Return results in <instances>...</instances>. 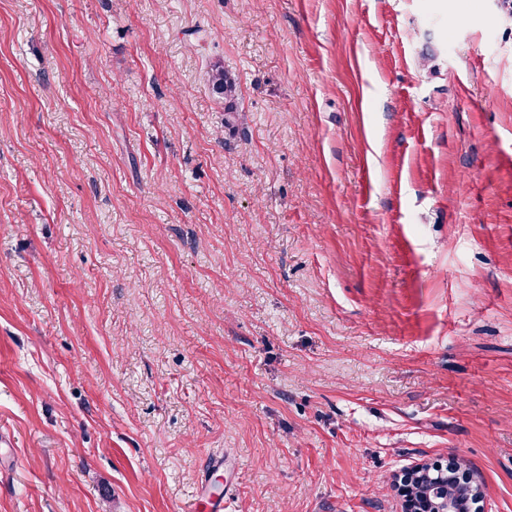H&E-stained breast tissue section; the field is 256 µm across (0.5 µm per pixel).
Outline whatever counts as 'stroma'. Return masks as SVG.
I'll list each match as a JSON object with an SVG mask.
<instances>
[{"label": "stroma", "instance_id": "obj_1", "mask_svg": "<svg viewBox=\"0 0 512 512\" xmlns=\"http://www.w3.org/2000/svg\"><path fill=\"white\" fill-rule=\"evenodd\" d=\"M448 457L512 512V0H0V512ZM208 86L212 95L224 101L225 121L227 127L238 126L241 116L238 112L240 85L235 74L224 69L221 61L213 63L208 71Z\"/></svg>", "mask_w": 512, "mask_h": 512}]
</instances>
